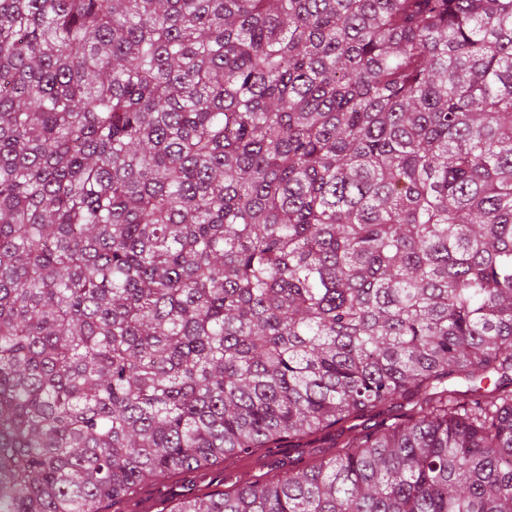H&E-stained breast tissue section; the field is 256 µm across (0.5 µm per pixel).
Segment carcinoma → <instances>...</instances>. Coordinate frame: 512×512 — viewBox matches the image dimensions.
Segmentation results:
<instances>
[{"instance_id": "1", "label": "carcinoma", "mask_w": 512, "mask_h": 512, "mask_svg": "<svg viewBox=\"0 0 512 512\" xmlns=\"http://www.w3.org/2000/svg\"><path fill=\"white\" fill-rule=\"evenodd\" d=\"M334 426L172 512H512V0H0V512Z\"/></svg>"}]
</instances>
